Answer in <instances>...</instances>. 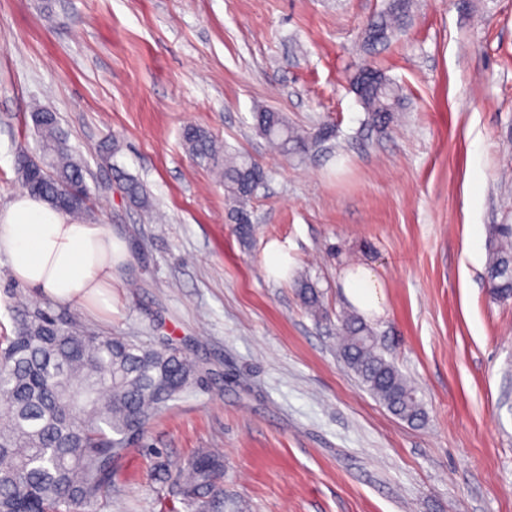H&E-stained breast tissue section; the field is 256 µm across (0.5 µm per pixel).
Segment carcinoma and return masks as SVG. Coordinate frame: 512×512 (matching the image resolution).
Instances as JSON below:
<instances>
[{"label":"carcinoma","instance_id":"carcinoma-1","mask_svg":"<svg viewBox=\"0 0 512 512\" xmlns=\"http://www.w3.org/2000/svg\"><path fill=\"white\" fill-rule=\"evenodd\" d=\"M411 0H389L363 31V43H388L406 25ZM378 83L358 101L367 123L384 133L402 110L404 99L387 75L373 69ZM255 125L279 153L302 152L325 139L323 129L305 134L280 112L254 113ZM33 121L40 154L17 158L21 185L29 189L32 172L47 163L50 174L36 195L66 214L92 217L80 157L61 141L56 116L37 108ZM193 157L216 163L220 150L206 132H183ZM224 191L240 238L252 233L247 203L266 179L265 170L245 155L224 157ZM494 295L512 297V226L494 229L487 263ZM317 317L325 315L320 292L305 282L298 289ZM13 335L0 337V392L7 401L0 413V512H93L112 486L116 462L127 452L126 439L144 432L159 410L194 388L198 368L185 352L165 342L138 344L104 335L65 311L18 305ZM341 354L365 388L392 413L410 423L424 420L415 390L381 353L370 328L356 315L339 318ZM223 457L200 449L172 478L173 494L191 512H212L224 494Z\"/></svg>","mask_w":512,"mask_h":512}]
</instances>
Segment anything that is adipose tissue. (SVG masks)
<instances>
[{
	"label": "adipose tissue",
	"mask_w": 512,
	"mask_h": 512,
	"mask_svg": "<svg viewBox=\"0 0 512 512\" xmlns=\"http://www.w3.org/2000/svg\"><path fill=\"white\" fill-rule=\"evenodd\" d=\"M0 255L14 279L38 295L112 307V282L127 257L125 242L96 222H76L26 192L0 212ZM343 286L362 311H381L385 285L371 266L350 268Z\"/></svg>",
	"instance_id": "ef3b65f1"
}]
</instances>
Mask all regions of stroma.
<instances>
[{"mask_svg":"<svg viewBox=\"0 0 512 512\" xmlns=\"http://www.w3.org/2000/svg\"><path fill=\"white\" fill-rule=\"evenodd\" d=\"M387 0H0V211L38 153L30 107L56 112L88 169L95 221L131 255L112 308L66 311L193 354L204 383L169 402L119 460L95 512H188L155 468L224 457L223 512H512V298L487 284L496 225L512 224V0H413L387 46L362 47ZM382 69L407 109L366 123L351 75ZM334 134L285 158L258 108ZM207 132L261 163L241 240L224 184L185 150ZM140 181L132 203L123 176ZM279 244L288 274L267 269ZM385 282L364 313L415 386L423 425L394 416L341 358L343 278ZM328 314L313 317L298 281Z\"/></svg>","mask_w":512,"mask_h":512,"instance_id":"35a3bbf8","label":"stroma"}]
</instances>
